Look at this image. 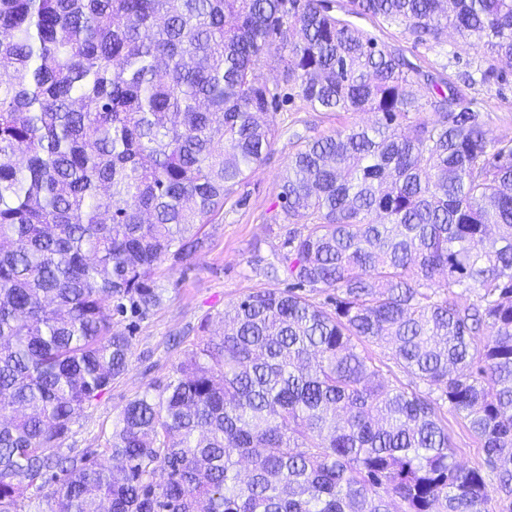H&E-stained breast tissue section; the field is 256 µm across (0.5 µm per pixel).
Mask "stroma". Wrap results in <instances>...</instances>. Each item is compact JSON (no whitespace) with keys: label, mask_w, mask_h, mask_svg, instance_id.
Listing matches in <instances>:
<instances>
[{"label":"stroma","mask_w":512,"mask_h":512,"mask_svg":"<svg viewBox=\"0 0 512 512\" xmlns=\"http://www.w3.org/2000/svg\"><path fill=\"white\" fill-rule=\"evenodd\" d=\"M331 7L378 42L404 49L419 70L434 80L458 83L462 73H476L481 64L477 52L455 35L439 44L420 45L400 26L354 14L351 0H331ZM503 76L500 83L487 86L477 82L465 89L484 113L494 137L512 136V66H504ZM268 119L277 135L266 159L226 200L223 211L206 224L207 244L190 263L161 266L157 280L165 290L164 303L135 331L128 370L93 400L73 425L64 442L72 453L105 447L126 403L173 376L196 341L202 318L212 317L213 329H220L218 315L225 306L258 289H287L284 265L290 227L277 223L276 216L288 162L302 141L369 123L372 116L325 114L311 110L295 96L271 111Z\"/></svg>","instance_id":"obj_1"}]
</instances>
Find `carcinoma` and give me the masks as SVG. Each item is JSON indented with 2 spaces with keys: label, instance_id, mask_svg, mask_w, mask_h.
<instances>
[{
  "label": "carcinoma",
  "instance_id": "cac0c4a2",
  "mask_svg": "<svg viewBox=\"0 0 512 512\" xmlns=\"http://www.w3.org/2000/svg\"><path fill=\"white\" fill-rule=\"evenodd\" d=\"M353 3L419 43L455 31L484 84L512 62V0ZM267 60L373 126L291 157L288 289L225 307L219 336L202 321L104 458L65 453L163 304L157 270L271 149ZM411 72L327 0H0V512L30 491L49 512H496L491 477L512 512V139ZM450 410L482 468L457 463ZM370 352L376 361V363L382 364L383 373L385 376L392 381H400L403 384H411V377L401 372L392 360L391 350L387 347H381L379 345H372L369 347Z\"/></svg>",
  "mask_w": 512,
  "mask_h": 512
}]
</instances>
